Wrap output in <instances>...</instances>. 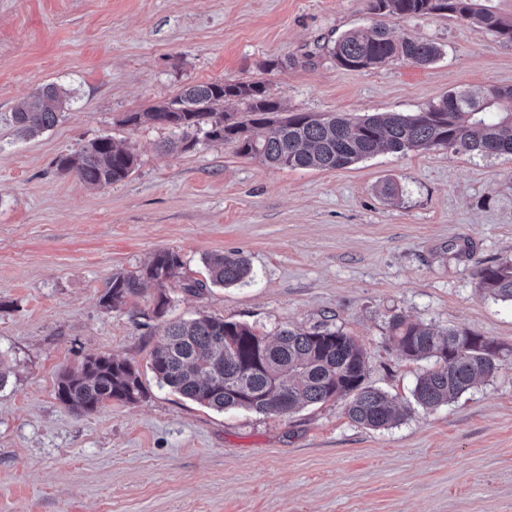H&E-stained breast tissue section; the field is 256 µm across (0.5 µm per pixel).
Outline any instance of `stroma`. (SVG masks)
<instances>
[{
	"mask_svg": "<svg viewBox=\"0 0 512 512\" xmlns=\"http://www.w3.org/2000/svg\"><path fill=\"white\" fill-rule=\"evenodd\" d=\"M368 18L366 0H0V512H512V303L477 288L480 267L512 259V155L437 148L281 169L231 144L166 153L169 129L123 122L213 80L261 81L288 111L351 118L512 87V43L440 14L390 22L435 43L432 64L337 68L325 44ZM46 83L71 104L20 138L12 112ZM101 136L135 152L127 179L90 188L58 170ZM160 250L201 281L210 253L251 267L231 286H173L169 319L210 315L271 339L341 329L401 421L364 428L340 400L220 412L159 386V330L141 316L153 286L117 311L99 298ZM395 315L493 340L498 370L421 408L412 389L431 363L396 349ZM102 354L133 363L147 395L76 415L56 398L58 373Z\"/></svg>",
	"mask_w": 512,
	"mask_h": 512,
	"instance_id": "35a3bbf8",
	"label": "stroma"
}]
</instances>
